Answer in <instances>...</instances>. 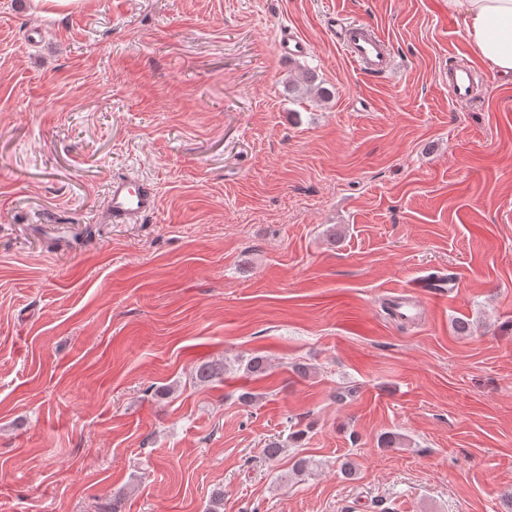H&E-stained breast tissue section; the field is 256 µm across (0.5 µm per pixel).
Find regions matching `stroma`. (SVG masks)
I'll use <instances>...</instances> for the list:
<instances>
[{
    "mask_svg": "<svg viewBox=\"0 0 512 512\" xmlns=\"http://www.w3.org/2000/svg\"><path fill=\"white\" fill-rule=\"evenodd\" d=\"M332 12L382 32L387 78ZM284 28L310 51L280 58ZM452 54L481 75L462 105ZM307 70L326 96L289 93ZM122 176L155 214L98 223ZM434 274L458 293L386 313ZM219 490L224 512H512V80L446 0H0V512ZM325 28L359 71L375 77L393 69L391 49L372 24L349 21L332 13L326 17Z\"/></svg>",
    "mask_w": 512,
    "mask_h": 512,
    "instance_id": "stroma-1",
    "label": "stroma"
}]
</instances>
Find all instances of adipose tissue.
Returning a JSON list of instances; mask_svg holds the SVG:
<instances>
[{
    "instance_id": "adipose-tissue-1",
    "label": "adipose tissue",
    "mask_w": 512,
    "mask_h": 512,
    "mask_svg": "<svg viewBox=\"0 0 512 512\" xmlns=\"http://www.w3.org/2000/svg\"><path fill=\"white\" fill-rule=\"evenodd\" d=\"M448 10L462 18L469 48L512 75V0H448Z\"/></svg>"
}]
</instances>
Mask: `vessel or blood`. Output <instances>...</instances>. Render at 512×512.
<instances>
[{
	"mask_svg": "<svg viewBox=\"0 0 512 512\" xmlns=\"http://www.w3.org/2000/svg\"><path fill=\"white\" fill-rule=\"evenodd\" d=\"M325 28L359 71L373 77L391 72V49L372 24L332 14L326 18ZM444 78L453 100L464 101L473 97L476 70L471 64L459 61L449 64ZM156 207L157 195L150 184L121 177L111 183L104 219L109 224H134L152 214Z\"/></svg>",
	"mask_w": 512,
	"mask_h": 512,
	"instance_id": "b4317fda",
	"label": "vessel or blood"
}]
</instances>
